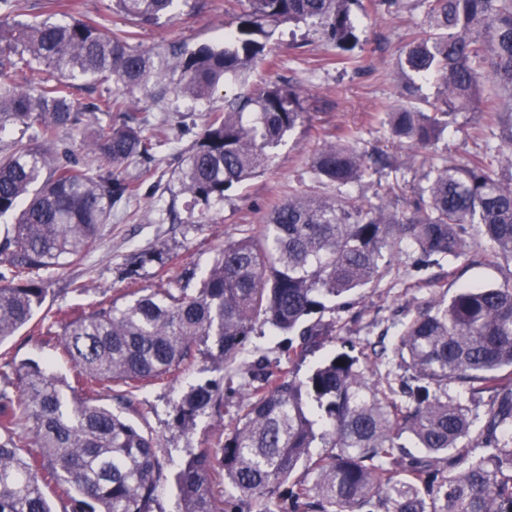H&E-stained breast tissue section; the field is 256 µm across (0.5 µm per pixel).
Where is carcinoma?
Masks as SVG:
<instances>
[{"label":"carcinoma","instance_id":"1","mask_svg":"<svg viewBox=\"0 0 512 512\" xmlns=\"http://www.w3.org/2000/svg\"><path fill=\"white\" fill-rule=\"evenodd\" d=\"M177 0H115L135 24H151ZM405 0H245L221 45L193 50L141 49L129 31L106 32L92 20L9 22L15 0H0V216L13 224L0 241V345L45 315L53 335L49 288L41 273L79 262L97 244L112 203L138 194L136 180L88 175L66 138L119 169L147 158L165 136L146 134L124 113L134 95L173 94L207 102L216 88L266 58L270 28L310 22L353 61L358 45L353 7L395 14ZM429 30L399 50L400 97L388 113L393 138L424 149L441 138L446 112L411 105L418 82L443 86L442 105L466 106L512 147V0H420ZM112 80L93 112L121 117L85 122L73 89ZM310 121L296 88L271 82L224 101L186 151L175 178L205 203L264 170L268 149ZM344 135L311 161L309 189L290 195L261 230L227 240L195 287L132 290L93 300L61 323L57 349L76 385L37 362H4L23 389L0 392V512H163L156 490L176 489L174 512H512V278L498 287L467 286L417 309L394 353L407 373L400 389L370 378L373 369L346 352L305 379L294 358L327 334L310 321L326 302L382 279L403 245L425 267L439 260L512 264V153L494 160L490 146L462 164L432 166L402 210L365 205L346 191L369 174ZM332 185L339 194L315 190ZM291 334L274 359L247 348L256 323ZM202 357L222 381L191 387L173 406L182 426L208 413L232 424L214 448L192 453L167 471L158 440L101 402L169 380ZM468 394L448 397V384ZM490 401L480 427L473 410ZM25 429H20V423ZM409 436L422 449L410 453ZM483 452L468 457L462 441ZM320 446L318 455L312 449ZM222 476L228 494L216 490Z\"/></svg>","mask_w":512,"mask_h":512}]
</instances>
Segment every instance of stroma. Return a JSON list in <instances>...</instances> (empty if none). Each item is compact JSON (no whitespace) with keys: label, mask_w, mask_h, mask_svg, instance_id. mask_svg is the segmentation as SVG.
I'll list each match as a JSON object with an SVG mask.
<instances>
[{"label":"stroma","mask_w":512,"mask_h":512,"mask_svg":"<svg viewBox=\"0 0 512 512\" xmlns=\"http://www.w3.org/2000/svg\"><path fill=\"white\" fill-rule=\"evenodd\" d=\"M75 20L89 17L106 29H134L135 42L144 48L177 43L193 49L221 43L228 20L226 0H179L173 16L147 25H132L113 8V0H78ZM423 8L399 13L358 15L359 45L354 63L333 66L334 46L308 24L278 28L272 39L275 68L255 63L247 83L234 81L220 86L206 104L167 97L153 103L138 93L136 116L145 128L164 124L167 140L155 148L152 160L135 159L118 171V178L142 175L139 193L112 205V217L97 246L76 264H65L51 273L52 290L46 305L57 319L87 303L75 292L74 283L85 282L99 292L119 296L136 288H170L183 269L204 272L225 240L257 232L272 207L288 195L308 188L312 157L332 134L341 129L354 134L353 146L366 155L382 150L392 160L389 168L365 177L352 188L367 204L389 202L403 206L422 184L431 164L448 159L462 161L478 151L483 113L453 110L448 131L435 145L415 153L389 134L388 114L400 107L399 47L424 28ZM286 82L308 98L310 123L297 126L271 148L268 167L247 182L225 191L223 199L193 202L175 179L187 149L195 142L213 111L223 109L226 98L247 92L267 81ZM141 263L131 267L132 256ZM504 273L482 259L442 262L422 269L406 253L396 254L389 273L380 281L349 296L345 309H326L323 322L334 324L332 336L309 353L300 375L338 352L376 363L383 381L398 384L403 373L392 346L403 322L432 295L455 293L459 288L502 284ZM16 360L30 359L62 375H71L70 363L49 337L19 333L5 346ZM212 364L195 359L169 383L136 393L127 417L151 432L161 445L168 468L178 466L189 451L211 447L218 432L210 415L197 416L185 426L172 424L171 407L190 386L219 379Z\"/></svg>","instance_id":"35a3bbf8"}]
</instances>
